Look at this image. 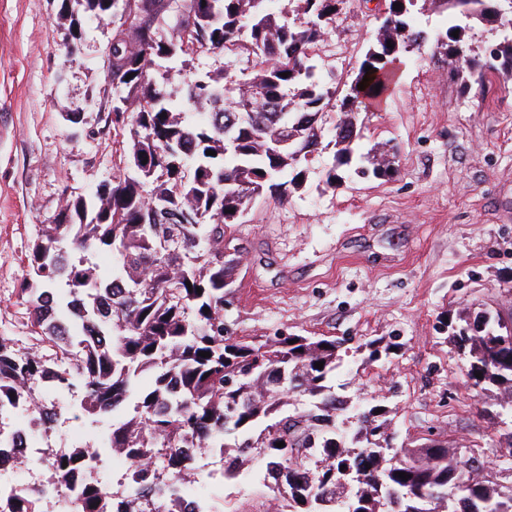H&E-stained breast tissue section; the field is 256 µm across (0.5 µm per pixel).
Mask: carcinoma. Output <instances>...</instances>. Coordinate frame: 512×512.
I'll return each mask as SVG.
<instances>
[{
  "label": "carcinoma",
  "instance_id": "obj_1",
  "mask_svg": "<svg viewBox=\"0 0 512 512\" xmlns=\"http://www.w3.org/2000/svg\"><path fill=\"white\" fill-rule=\"evenodd\" d=\"M504 1L512 0H390L401 10L393 25L377 29L339 100L310 60L341 0H294L306 18L299 25L275 0H112L106 78L123 104L112 105L111 123L138 132L122 173L89 199L66 197L31 246L20 294L32 304V346L0 336V414L31 408L49 430L61 402L81 393L73 418L108 423L102 442L130 460L129 494L117 498L105 491L103 466L93 463L103 449L46 453L52 485L78 488L82 512H180L195 489L191 448H221L234 463L244 455L263 462L283 512H512V485L479 476L474 458L434 439L396 446L384 399L355 407L336 395L329 378L342 340L224 334V288L235 266L224 259L226 229L252 198L282 200L302 175L293 151L275 145L285 128L298 132L308 156L320 144L319 121L334 112L336 167L350 165L358 138L344 132L356 126L353 106L385 92H375V73L392 51L427 42L416 16L448 12L445 50L460 69L512 71V36L488 60L462 35L473 23H497ZM197 46L261 59L244 81L215 71L186 85V101L210 110L204 125L185 119L183 103L163 83ZM390 156L378 144L367 151L375 175L392 177ZM99 248L117 256L107 276L86 258L73 259ZM449 340L462 351L466 381L497 388L495 416L512 420V320L486 313L452 328ZM363 349L371 365L391 345L356 347ZM146 373L153 383L141 389ZM293 397L309 409L290 410ZM40 503L28 492L0 494V512H42Z\"/></svg>",
  "mask_w": 512,
  "mask_h": 512
}]
</instances>
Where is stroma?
Returning a JSON list of instances; mask_svg holds the SVG:
<instances>
[{
  "label": "stroma",
  "instance_id": "35a3bbf8",
  "mask_svg": "<svg viewBox=\"0 0 512 512\" xmlns=\"http://www.w3.org/2000/svg\"><path fill=\"white\" fill-rule=\"evenodd\" d=\"M73 19L81 39L70 57ZM112 27L72 0H0V335L24 347L31 314L18 288L30 244L66 195L112 181L130 139L129 129L106 121L112 88L103 53ZM377 27L362 0H341L314 59L324 86L345 94ZM225 67L244 79L255 61L198 52L171 73L168 88L181 94ZM356 117L360 152L386 145L395 174L337 166L333 123L324 121L301 185L282 201L253 198L231 227L245 261L224 297V326L235 336L345 339L329 380L336 393L385 398L399 440L451 442L510 481L512 457L498 446L506 427L488 411L493 395L467 389L449 335L485 310L512 318V73L464 78L431 43L402 56L380 102ZM379 338L397 350L363 367L356 346ZM208 463L214 512L228 501L238 512H268L263 468L230 477L218 455Z\"/></svg>",
  "mask_w": 512,
  "mask_h": 512
}]
</instances>
